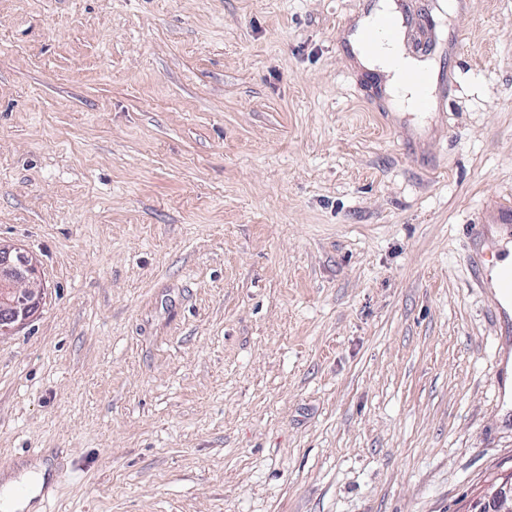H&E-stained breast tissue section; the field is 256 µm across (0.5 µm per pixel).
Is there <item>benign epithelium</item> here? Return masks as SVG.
I'll return each instance as SVG.
<instances>
[{
    "mask_svg": "<svg viewBox=\"0 0 512 512\" xmlns=\"http://www.w3.org/2000/svg\"><path fill=\"white\" fill-rule=\"evenodd\" d=\"M44 294L37 259L20 247L0 244V335L27 324ZM477 512H512V477L492 489Z\"/></svg>",
    "mask_w": 512,
    "mask_h": 512,
    "instance_id": "1",
    "label": "benign epithelium"
}]
</instances>
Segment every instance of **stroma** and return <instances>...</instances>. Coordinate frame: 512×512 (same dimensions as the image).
<instances>
[{"instance_id": "1", "label": "stroma", "mask_w": 512, "mask_h": 512, "mask_svg": "<svg viewBox=\"0 0 512 512\" xmlns=\"http://www.w3.org/2000/svg\"><path fill=\"white\" fill-rule=\"evenodd\" d=\"M378 0H0V473L46 512H470L512 472V0H404L439 111L374 95ZM468 38L456 43L459 28ZM493 225L504 224H467V232L474 248L470 255V263L475 281L479 288H487L490 297L496 305V313L499 320L508 315L503 308L502 301L508 299L512 303V268L497 270L490 264V256L487 250L481 248V243H487L492 236ZM497 289V290H496ZM44 294L37 259L20 247L0 243V335L27 324L38 312ZM48 473V465L42 461H31L22 463L19 467L18 477H7L3 481V489L15 486L19 483H26L27 492L20 497L6 495L0 508L4 512H15L14 510H27L37 512L38 506L34 501L45 485Z\"/></svg>"}]
</instances>
